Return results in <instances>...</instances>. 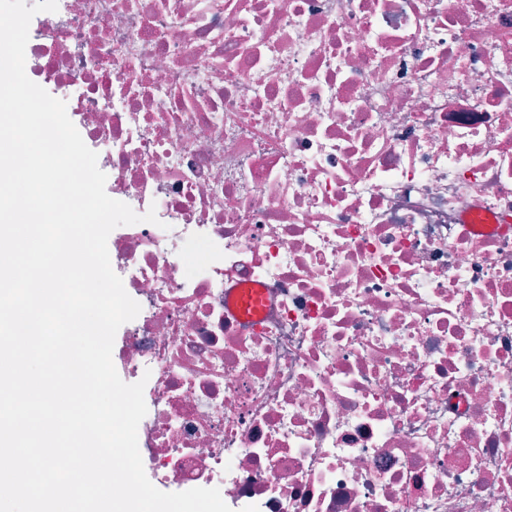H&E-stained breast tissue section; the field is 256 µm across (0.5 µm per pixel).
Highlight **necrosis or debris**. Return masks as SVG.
Returning <instances> with one entry per match:
<instances>
[{
  "label": "necrosis or debris",
  "instance_id": "necrosis-or-debris-1",
  "mask_svg": "<svg viewBox=\"0 0 512 512\" xmlns=\"http://www.w3.org/2000/svg\"><path fill=\"white\" fill-rule=\"evenodd\" d=\"M26 73L159 219L109 252L157 489L512 512V0H58Z\"/></svg>",
  "mask_w": 512,
  "mask_h": 512
}]
</instances>
